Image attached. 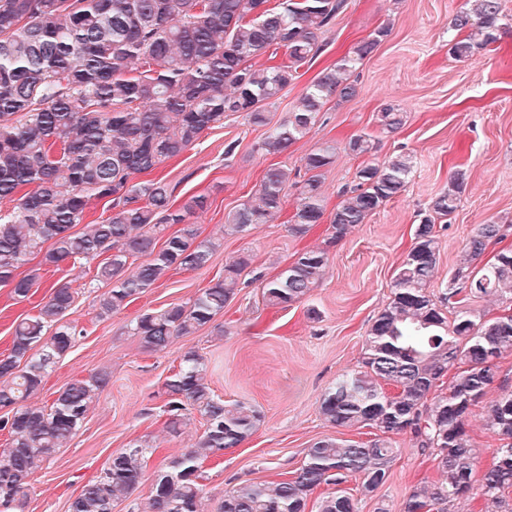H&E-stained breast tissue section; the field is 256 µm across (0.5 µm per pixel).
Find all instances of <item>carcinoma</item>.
Instances as JSON below:
<instances>
[{"label":"carcinoma","instance_id":"obj_1","mask_svg":"<svg viewBox=\"0 0 512 512\" xmlns=\"http://www.w3.org/2000/svg\"><path fill=\"white\" fill-rule=\"evenodd\" d=\"M346 7L347 0H0V203L11 204L0 209V285L27 300L39 279L34 270L20 273L31 258L39 255L49 267L98 258L97 280L112 284L99 301L103 317L126 308L172 269L205 267L223 246L221 238L199 239L195 220L209 208L207 196L192 195L176 208L174 188L151 174L193 147L227 112L266 125L265 107L317 56L324 33ZM505 26L501 0H467L452 20V54L473 58L496 43ZM388 32L378 29L324 70L258 149L287 151L315 124L329 97H354L351 73ZM279 49L286 60L277 63ZM264 55L270 63L257 64ZM403 120L390 106L379 115L390 133ZM348 148L368 154L372 139L353 136ZM335 151L327 145L304 159L305 179L287 220L295 237L326 218L337 242L405 190L407 158L368 164L346 199L325 214L322 179ZM465 180V172L453 173L448 190L422 213L391 301L366 338L361 369L342 375L321 398L320 412L332 426L378 434L365 442L317 440L291 476L224 492L220 512H307L324 485L338 490L321 498L318 512H356L353 495L339 485L358 475L368 495L384 484L395 459L385 436L407 430L431 450L438 478L415 488L404 512H445L444 505L462 497L474 500V512H484L490 501L506 503L512 394L488 406L485 430L499 446L478 479L469 418L497 378L499 366L491 360L512 353V250L499 252L488 267L477 266L507 229L478 225L448 291L438 298L428 292L439 255L436 223L456 211ZM288 181V170L267 168L256 199L228 213L224 233H249L279 216ZM95 199L107 200L110 215L88 222ZM78 224L84 228L75 233ZM170 224L180 228L170 232ZM140 257L147 261L134 264ZM328 261L323 250L298 253L263 286L266 304L302 302ZM249 265L248 256H239L191 302L138 315L133 330L144 348L161 352L224 314ZM478 295L496 297L509 312L484 318L468 307ZM73 303L70 288H51L37 314L16 323L9 352L0 355V409L11 413L0 421L10 436L0 463V512L22 508L31 475L79 434L94 395L109 382V373L98 371L66 383L48 406L28 404L75 342L76 330L65 321ZM453 365L447 391L436 393ZM165 393L167 432L179 433L188 406L204 419V431L194 447L155 467L150 496L138 512H199L205 462L246 441L259 413L215 396L203 359L192 349L167 378ZM155 452L134 445L112 454L104 474L70 499L68 512H112L113 503L140 485Z\"/></svg>","mask_w":512,"mask_h":512}]
</instances>
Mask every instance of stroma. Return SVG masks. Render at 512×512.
Segmentation results:
<instances>
[{
  "label": "stroma",
  "mask_w": 512,
  "mask_h": 512,
  "mask_svg": "<svg viewBox=\"0 0 512 512\" xmlns=\"http://www.w3.org/2000/svg\"><path fill=\"white\" fill-rule=\"evenodd\" d=\"M465 2L348 0L347 9L325 33L323 50L266 114L271 124L283 121L324 69L380 27H390L389 36L355 71L354 98H329L317 123L284 153L260 152L265 127L230 114L193 148L156 170V177L174 186L177 199L208 196L210 206L198 219L201 235L224 240L208 266L168 272L155 288L106 317L98 314V299L106 287L94 282L91 262L41 267L38 288L22 302L9 288L0 287V352L10 348L15 323L34 315L35 304L51 285L68 286L75 294L68 319L79 334L33 396L34 404H51L72 378L102 369L112 375L80 434L32 474L21 512H67L69 498L123 448L150 446L160 460L194 445L204 430L199 414H191L180 435H169L163 428L164 383L190 349L203 357L215 395L260 412L254 433L242 445L206 463L204 512H220L225 491L240 483L270 482L294 472L307 448L320 438L363 439L362 430L326 422L321 398L341 374L361 366L368 330L392 298L420 214L431 198L447 189L453 171H465L466 189L457 210L436 225L439 255L430 292L447 290L477 225L492 221L509 227L502 240L488 246L484 261L512 249V28L501 32L494 50L456 59L450 52L451 21ZM387 106L404 114L403 127L394 133L379 123ZM363 132L377 145L369 158L348 149L349 139ZM232 142L236 151L225 156L224 148ZM325 142L336 148L323 177L326 211L342 202L344 190L355 184L358 170L370 160L408 157L411 173L405 191L336 243L329 241L323 223L305 237H294L282 217L244 235H224L225 215L252 196L272 164L290 173L284 212L292 214L295 184L305 174L304 158ZM305 248L327 251L324 276L304 301L285 309L265 306L263 281ZM241 254L250 256V268L216 325L178 338L162 352L142 347L131 329L136 316L188 302L223 273L225 261ZM390 442L396 456L382 486L365 495L360 478H348L345 484L358 512H403L420 479L437 476L411 432L392 435Z\"/></svg>",
  "instance_id": "35a3bbf8"
}]
</instances>
